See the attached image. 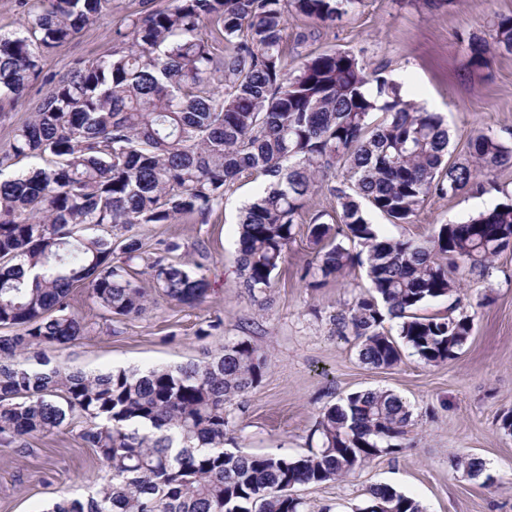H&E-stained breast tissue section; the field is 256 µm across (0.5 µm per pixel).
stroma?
I'll return each instance as SVG.
<instances>
[{
    "instance_id": "stroma-1",
    "label": "stroma",
    "mask_w": 512,
    "mask_h": 512,
    "mask_svg": "<svg viewBox=\"0 0 512 512\" xmlns=\"http://www.w3.org/2000/svg\"><path fill=\"white\" fill-rule=\"evenodd\" d=\"M140 8V0H112L111 13L55 48L44 61V80L20 99L0 103V145L29 120L33 105L50 88L49 76L66 72L75 60L104 54L112 45L113 25ZM500 16H512V0H360L328 28L289 18L288 68L296 70L307 54L328 48L350 52L367 69L408 88L416 106L444 117L449 157L456 160L464 157L475 129L512 143V53L494 52L489 67L477 71L465 49L470 34L486 32ZM491 177L493 190L431 198L413 223L392 224L374 212L369 219L388 236L429 240L439 225L463 223L512 201V167ZM262 185V179L242 178L208 223L185 218L139 229L149 243L168 236L189 250L206 243L203 272L213 288L206 302L188 308L162 299L112 332L85 289H75V311L95 328L74 344L49 351V358L85 371L144 369L185 364L217 352L225 342L247 340L265 351L266 369L261 382L231 408L227 449L305 453L323 409L360 390H391L412 412L397 453L375 457L343 480L295 488L304 512H355L374 484L417 499L425 512H512V432L500 425L502 415L512 411V253L496 262L490 276L462 274L459 297L474 327L455 359L430 366L407 355L393 368L374 369L360 361L354 338L337 336L330 321L365 291V276L359 272L306 287L300 274L314 253L305 228H298L265 293L253 296L243 288L237 216ZM216 318L221 327L199 337L198 329ZM85 426L77 415L65 427L31 439L24 454L0 448V512H44L52 498H84L104 481L105 468L80 438ZM468 455L482 459L483 475L456 468L457 459Z\"/></svg>"
}]
</instances>
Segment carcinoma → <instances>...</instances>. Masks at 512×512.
<instances>
[{
	"mask_svg": "<svg viewBox=\"0 0 512 512\" xmlns=\"http://www.w3.org/2000/svg\"><path fill=\"white\" fill-rule=\"evenodd\" d=\"M23 34H0V97L13 100L43 76V60L112 0H36ZM359 0H172L128 14L103 55L80 59L52 80L30 121L0 148V447L23 452L78 412L81 439L110 474L87 499L57 496L46 512H303L298 486L338 481L401 447L411 412L390 390L357 391L327 407L320 446L296 457L224 448L228 407L258 384L265 357L247 340L228 341L197 362L146 371H73L35 349L64 348L92 323L72 310L86 289L101 318L142 315L151 296L141 265L171 302L194 307L211 292L198 259L175 237L145 243L131 229L186 217L206 224L245 175L267 185L241 210L238 272L251 296L271 286L296 226H307L315 265L309 288L361 269L367 293L330 321L354 336L360 360L389 369L404 352L427 365L455 358L473 319L454 303L465 264L487 277L512 252V205L461 224H442L426 243L381 234L366 210L410 224L432 196L483 188L479 177L512 163V145L473 131L466 158L449 161L448 129L415 107L400 84L368 73L345 51L323 50L288 70V15L330 26ZM512 51V17L468 38L470 65L489 66L491 45ZM376 84V98L366 97ZM382 117H376L377 113ZM348 182L327 186L336 208L311 212L318 177L336 167ZM110 228L106 236L88 230ZM399 319L398 334L385 328ZM358 512H424L379 484Z\"/></svg>",
	"mask_w": 512,
	"mask_h": 512,
	"instance_id": "cac0c4a2",
	"label": "carcinoma"
}]
</instances>
